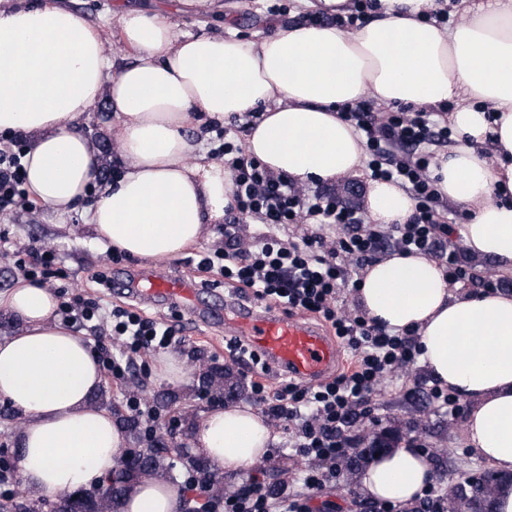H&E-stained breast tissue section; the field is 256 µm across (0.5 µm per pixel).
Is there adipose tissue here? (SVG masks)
Returning <instances> with one entry per match:
<instances>
[{
	"label": "adipose tissue",
	"mask_w": 512,
	"mask_h": 512,
	"mask_svg": "<svg viewBox=\"0 0 512 512\" xmlns=\"http://www.w3.org/2000/svg\"><path fill=\"white\" fill-rule=\"evenodd\" d=\"M360 26L293 23L238 37L178 31L159 13L113 11V29L136 52L111 61L102 30L59 0L0 5V145L30 141L22 160L30 201L66 215L96 181L101 159L78 129L107 98L110 129L129 164L107 185L89 223L97 240L146 259L173 257L224 221L231 170L185 129L200 118H260L245 151L300 184L363 175V139L339 112L452 105L454 146L433 174L444 200L470 214L459 225L471 259L512 273V0H378ZM447 10L441 24L432 15ZM373 223L403 224L416 202L402 186L369 183ZM355 300L368 318L417 333L432 378L468 402L465 439L487 465L512 473V292L453 289L428 256L391 253L366 267ZM50 288L16 279L0 312L16 323L0 339V398L27 419L18 461L28 488L62 495L116 469L126 443L111 413L91 406L102 370L89 341L60 322ZM276 436L252 407L203 414L192 445L218 472L262 462ZM431 459L404 445L359 474L369 498L408 512L430 483ZM179 492L144 476L123 512H179Z\"/></svg>",
	"instance_id": "1"
}]
</instances>
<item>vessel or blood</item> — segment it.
Masks as SVG:
<instances>
[{"mask_svg":"<svg viewBox=\"0 0 512 512\" xmlns=\"http://www.w3.org/2000/svg\"><path fill=\"white\" fill-rule=\"evenodd\" d=\"M113 290L141 305L181 304L199 325L224 324L238 338L235 354L239 363H246L252 355L303 383L319 382L336 371L338 345L319 327L282 313L230 302L216 290L201 295L197 286L177 273L135 276L123 271L114 276Z\"/></svg>","mask_w":512,"mask_h":512,"instance_id":"vessel-or-blood-1","label":"vessel or blood"}]
</instances>
